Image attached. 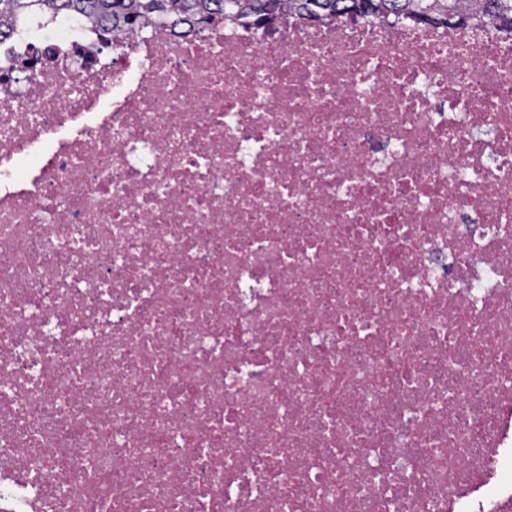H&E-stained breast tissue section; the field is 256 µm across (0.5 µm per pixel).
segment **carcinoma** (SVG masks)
<instances>
[{"instance_id":"obj_1","label":"carcinoma","mask_w":512,"mask_h":512,"mask_svg":"<svg viewBox=\"0 0 512 512\" xmlns=\"http://www.w3.org/2000/svg\"><path fill=\"white\" fill-rule=\"evenodd\" d=\"M237 9L238 17L272 22L295 11L316 22L322 19L405 14L418 21L461 25L488 16L512 32V0H0V23L25 15L55 17L78 13L96 20L102 31L154 18L170 28L191 33L210 23V15Z\"/></svg>"}]
</instances>
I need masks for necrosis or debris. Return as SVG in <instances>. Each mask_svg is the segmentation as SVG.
Listing matches in <instances>:
<instances>
[{
    "label": "necrosis or debris",
    "instance_id": "necrosis-or-debris-1",
    "mask_svg": "<svg viewBox=\"0 0 512 512\" xmlns=\"http://www.w3.org/2000/svg\"><path fill=\"white\" fill-rule=\"evenodd\" d=\"M0 512H512V34L8 25Z\"/></svg>",
    "mask_w": 512,
    "mask_h": 512
}]
</instances>
